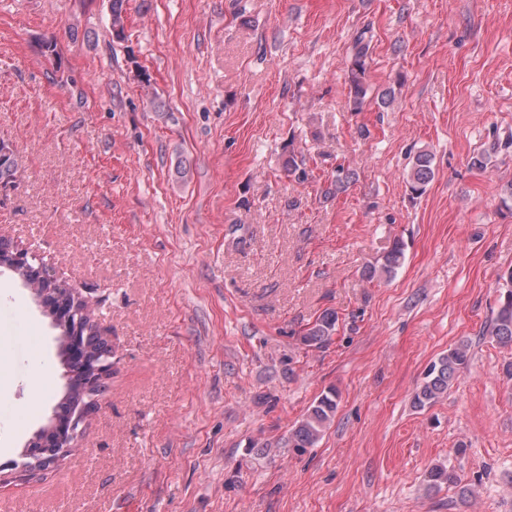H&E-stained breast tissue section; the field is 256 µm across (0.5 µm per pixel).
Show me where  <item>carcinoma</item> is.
I'll list each match as a JSON object with an SVG mask.
<instances>
[{
  "label": "carcinoma",
  "instance_id": "obj_1",
  "mask_svg": "<svg viewBox=\"0 0 512 512\" xmlns=\"http://www.w3.org/2000/svg\"><path fill=\"white\" fill-rule=\"evenodd\" d=\"M125 0H111V30L112 36L120 39L125 36ZM369 28L357 32L352 53L346 62V80L348 93L353 109H362L370 89L369 84ZM512 147V138L501 143L495 142L489 148L477 152L471 158V166L482 170L487 168L491 160V154L499 150H507ZM286 170L298 182H305L309 177L307 160L302 152L288 150ZM19 164L11 147L0 141V187L6 188L18 180ZM354 172L342 165L336 167L328 186L323 190L324 197L330 198L337 192L346 188L353 179ZM435 177L434 156L427 151L415 153L409 161L405 174V183L414 198L422 197ZM404 260V244L396 240L390 249L382 256L380 265H367L364 267L363 276L372 280L379 276L390 277L401 266ZM33 280L37 282L39 298L45 309L46 315L58 319L77 309V314L72 316L71 324L63 330L68 333L79 327V343L85 346L86 359L83 362H75L69 356L70 348L59 350L61 365L66 373V390L55 408V415L62 419L69 418L81 406L89 403V396L84 393V384L90 371L91 362L102 359L101 350L104 341L99 337L96 325L91 315L84 311L82 306L75 305L74 295L68 289L62 287L58 281L50 278L47 273L36 271L32 273ZM505 281L510 288L501 293L498 308L491 320L485 335L491 337L497 344L503 347H512V270L507 272ZM340 323L339 315L334 310L324 311L307 328L300 341L307 347L321 348L327 345ZM469 362V345L461 343L448 349V353L442 355L433 362L426 374L425 381L415 392L413 404L418 408H424L435 403L439 398L447 394L457 381L462 369ZM337 409V393L332 391L319 396L308 408L307 413L290 431L288 445L298 451L314 447L322 437L327 425L331 422ZM58 452L51 448H42L33 443L26 448L24 456L41 469H47L55 463ZM427 486L430 489H439L442 486L456 487L460 483L457 472L445 466H434L426 474Z\"/></svg>",
  "mask_w": 512,
  "mask_h": 512
}]
</instances>
